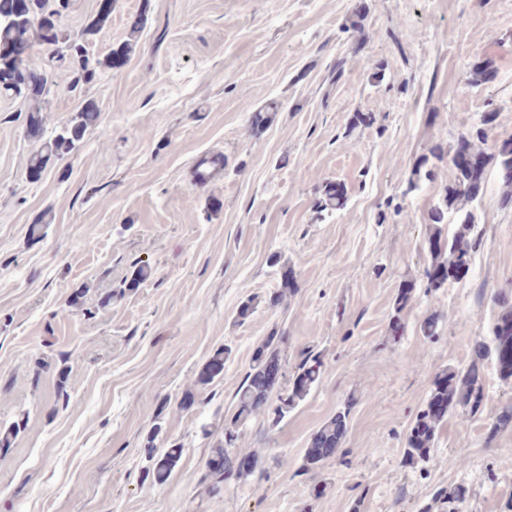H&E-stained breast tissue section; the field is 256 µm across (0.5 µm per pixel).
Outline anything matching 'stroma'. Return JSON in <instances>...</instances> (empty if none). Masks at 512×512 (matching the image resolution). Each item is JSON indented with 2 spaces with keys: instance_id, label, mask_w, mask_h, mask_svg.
Here are the masks:
<instances>
[{
  "instance_id": "35a3bbf8",
  "label": "stroma",
  "mask_w": 512,
  "mask_h": 512,
  "mask_svg": "<svg viewBox=\"0 0 512 512\" xmlns=\"http://www.w3.org/2000/svg\"><path fill=\"white\" fill-rule=\"evenodd\" d=\"M128 38L125 65L91 82L50 70L42 138L87 104L99 116L39 180L27 174L42 140L27 132L30 101L0 94V430L25 422L0 447V512H418L457 485L462 512H512V428L490 431L512 387L492 364L480 412L449 417L424 471L404 462L435 374L469 365L495 294L512 292L497 168L468 206L481 236L469 276L431 291L425 239L454 167L415 171L491 110L487 150L512 139V0H112L89 51ZM487 58L496 80L470 85ZM358 112L373 124L352 126ZM213 150L224 181L196 189L188 170ZM336 181L348 200L322 209ZM139 265L147 277L125 287ZM285 266L297 286L267 306ZM406 279L417 288L396 338ZM78 290L82 307H69ZM250 298L255 312L239 318ZM269 336L284 337L288 371L320 352L321 380L276 430L248 423L237 451L261 468L212 494L209 453ZM225 346L223 374L198 384ZM343 408L341 448L304 469L312 433ZM155 428L158 447L183 446L162 483L145 476Z\"/></svg>"
}]
</instances>
